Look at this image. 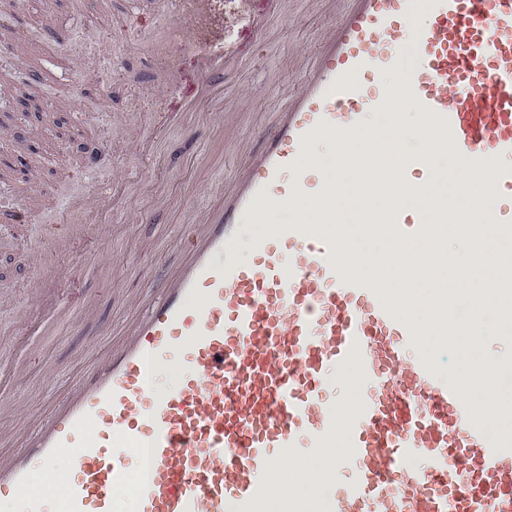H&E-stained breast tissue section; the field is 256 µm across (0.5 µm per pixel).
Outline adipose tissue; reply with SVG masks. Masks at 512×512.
I'll return each instance as SVG.
<instances>
[{"label": "adipose tissue", "instance_id": "obj_1", "mask_svg": "<svg viewBox=\"0 0 512 512\" xmlns=\"http://www.w3.org/2000/svg\"><path fill=\"white\" fill-rule=\"evenodd\" d=\"M345 448L308 458L306 468L309 480L299 491L298 501L292 502L277 498L264 502L260 512H294L296 506H303L305 512H329L331 501L336 493V485L328 475L337 459L344 457Z\"/></svg>", "mask_w": 512, "mask_h": 512}]
</instances>
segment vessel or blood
Returning a JSON list of instances; mask_svg holds the SVG:
<instances>
[{"label":"vessel or blood","mask_w":512,"mask_h":512,"mask_svg":"<svg viewBox=\"0 0 512 512\" xmlns=\"http://www.w3.org/2000/svg\"><path fill=\"white\" fill-rule=\"evenodd\" d=\"M209 0H157L172 32L195 44L190 77L165 97L191 110L224 86V43L202 39ZM282 0H261L244 22L259 41ZM314 57L310 75L288 94V109L261 132L263 149L218 206L205 209L182 240L188 259L126 340L91 362L63 410L32 441L0 460V493H21L20 512H258L271 497H297L306 457L344 439L330 512H512V414L494 417L469 383L443 372L437 349L420 344L414 322L367 276L347 273L337 241L319 229L272 224L270 209L296 210L330 188L305 158L340 130L366 128L394 77L441 146L488 173L512 194V0H348ZM415 61L402 63L405 52ZM105 43L81 50V66L101 70ZM407 174L433 178L427 155L409 154ZM113 183L94 200L68 199L61 230L82 212L99 224L112 213ZM424 209L392 208V240L424 236ZM245 224L253 260L237 258ZM56 277L38 282L25 308L26 335L49 334L72 311ZM176 383L155 386L157 368ZM358 377L357 406L338 411L336 376ZM68 455L60 506L30 492L32 472ZM292 474L273 480L279 458Z\"/></svg>","instance_id":"obj_1"}]
</instances>
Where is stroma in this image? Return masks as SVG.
<instances>
[{
	"instance_id": "obj_1",
	"label": "stroma",
	"mask_w": 512,
	"mask_h": 512,
	"mask_svg": "<svg viewBox=\"0 0 512 512\" xmlns=\"http://www.w3.org/2000/svg\"><path fill=\"white\" fill-rule=\"evenodd\" d=\"M49 7L75 43L111 38L112 82L76 74L69 44L19 0H0V101L31 95L41 104L37 112L0 114V134L26 157L0 181V359L23 364L18 381L0 391V459L25 444L28 429L66 399L95 354L122 340L156 283L182 264L180 239L206 205L207 187L260 151L258 129L286 107L340 10L338 0H286V22L248 47L223 96L171 123L145 157L134 145L152 134L147 113L167 106L156 89L171 74L169 28L154 0H50ZM128 73L141 86L127 83ZM218 112L223 121L215 120ZM100 137L111 140L112 165L124 175V204L109 222L59 247L53 226L60 206L92 187L93 175L75 171ZM24 192L34 216L18 223L12 208ZM75 264L81 275L60 283L74 322L21 342L18 312L34 301L38 280Z\"/></svg>"
}]
</instances>
